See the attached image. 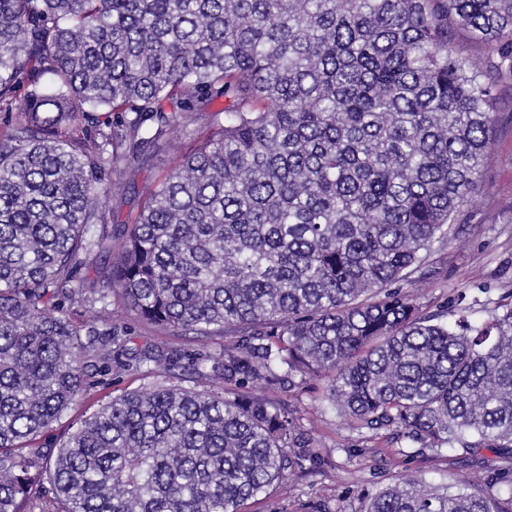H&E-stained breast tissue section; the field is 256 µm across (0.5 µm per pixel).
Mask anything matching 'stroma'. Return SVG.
Listing matches in <instances>:
<instances>
[{
  "label": "stroma",
  "mask_w": 512,
  "mask_h": 512,
  "mask_svg": "<svg viewBox=\"0 0 512 512\" xmlns=\"http://www.w3.org/2000/svg\"><path fill=\"white\" fill-rule=\"evenodd\" d=\"M499 117L483 179L448 234L435 246L428 264L417 272L422 309L450 311L463 305L488 318L507 290H512V81L503 80L496 103ZM165 149L144 159L130 178L126 197L137 204L145 186L165 174L192 145L182 131L168 136ZM155 375L112 372L101 377L88 398L73 405L54 424L47 439L60 443L98 407L125 392L158 383ZM324 383L276 393L301 425L328 454L324 469L293 474L273 484L267 494L247 503L244 512H299L302 505L315 512H360L365 493L412 476L427 486L456 489L478 483L488 491L503 489V462L489 451L461 457L408 446L397 428L376 431L353 429L323 398Z\"/></svg>",
  "instance_id": "obj_1"
}]
</instances>
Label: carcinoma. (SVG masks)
<instances>
[{"instance_id": "cac0c4a2", "label": "carcinoma", "mask_w": 512, "mask_h": 512, "mask_svg": "<svg viewBox=\"0 0 512 512\" xmlns=\"http://www.w3.org/2000/svg\"><path fill=\"white\" fill-rule=\"evenodd\" d=\"M458 30L512 74V0H0V512H241L326 464L255 393L318 378L355 429L512 462V301L444 322L401 287L490 159L499 83ZM177 127L114 250L111 198ZM114 298L204 343L132 348ZM114 367L165 381L36 444ZM361 512H512V481ZM455 42L461 51L470 56L472 59L477 61L481 66L496 64L499 60L496 56H491L486 49L485 44L473 40L468 33L464 31H458L455 34ZM488 70H491L488 66ZM491 76L494 72L491 70Z\"/></svg>"}]
</instances>
